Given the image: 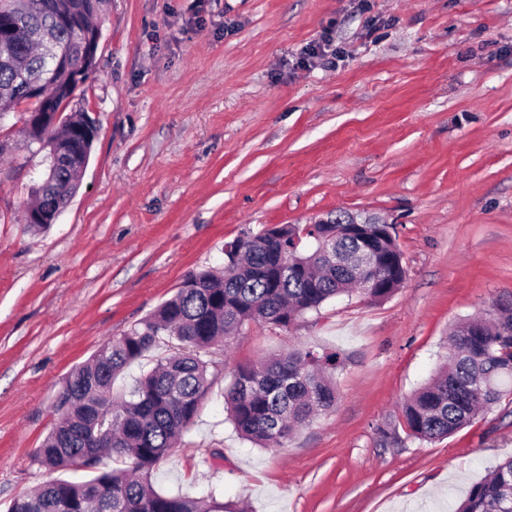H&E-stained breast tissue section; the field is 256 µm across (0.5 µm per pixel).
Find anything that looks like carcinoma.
<instances>
[{
  "instance_id": "carcinoma-1",
  "label": "carcinoma",
  "mask_w": 512,
  "mask_h": 512,
  "mask_svg": "<svg viewBox=\"0 0 512 512\" xmlns=\"http://www.w3.org/2000/svg\"><path fill=\"white\" fill-rule=\"evenodd\" d=\"M0 0V106L31 101L26 145L46 152L47 172L39 202L25 213L35 232L48 199L67 206L78 189L92 142L75 138L84 112L50 124L49 106L29 92L31 80L46 78L49 98L74 93L90 70L74 80L52 69L41 33L79 58L99 26L92 17L103 0ZM71 17L62 25L57 15ZM224 271L186 275L175 295L106 341L85 364L64 378L53 402L56 421L35 460L56 477L14 498L8 512H227L215 492L205 497L171 494L154 487L151 475L198 417L210 388L211 348L239 334L250 322L288 328L303 315L357 285L370 300L394 295L405 281L391 224H278L229 243ZM293 272H281V262ZM168 357L140 377L126 395L114 394L116 378L159 343ZM447 365L401 406L408 435L427 442L444 439L512 395V304H499L490 319L465 320L448 334ZM338 355L292 350L261 364L243 365L224 393L236 431L262 448H282L336 402L326 370ZM105 458L122 464L101 469ZM87 471L74 481L60 476ZM454 512H512V458L474 484Z\"/></svg>"
}]
</instances>
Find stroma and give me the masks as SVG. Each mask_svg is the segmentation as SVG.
<instances>
[{
  "label": "stroma",
  "instance_id": "stroma-1",
  "mask_svg": "<svg viewBox=\"0 0 512 512\" xmlns=\"http://www.w3.org/2000/svg\"><path fill=\"white\" fill-rule=\"evenodd\" d=\"M97 22L72 102L99 132L40 233L24 221L46 167L23 145L29 105L0 124V512L46 480L34 453L73 367L190 271L222 268L225 243L339 211L395 225L403 287L224 340L152 482L234 512H449L512 458V405L435 442L398 418L451 325L512 302V0H108ZM327 35L336 68L301 67ZM295 349L338 353L336 403L257 447L224 389Z\"/></svg>",
  "mask_w": 512,
  "mask_h": 512
}]
</instances>
